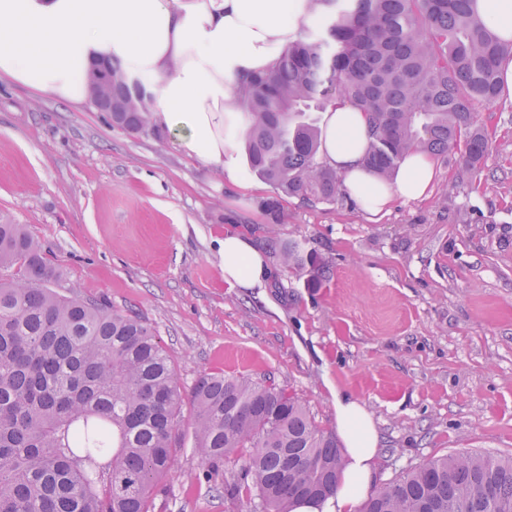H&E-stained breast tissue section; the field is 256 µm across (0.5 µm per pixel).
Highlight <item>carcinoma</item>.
Masks as SVG:
<instances>
[{"instance_id":"cac0c4a2","label":"carcinoma","mask_w":512,"mask_h":512,"mask_svg":"<svg viewBox=\"0 0 512 512\" xmlns=\"http://www.w3.org/2000/svg\"><path fill=\"white\" fill-rule=\"evenodd\" d=\"M317 26L240 91L247 162L273 188L262 208L275 227L284 198L345 197L320 157L312 113L337 100L365 112L366 168L388 180L411 151L456 154V177L475 179L489 147L472 105L499 97L497 61L512 53L479 17L476 0H312ZM113 98L133 105L112 124L150 126L152 94L120 65ZM317 283L328 264L301 240L274 246ZM0 512H151L173 465L184 398L193 448L211 468L237 455L224 498L249 512H292L336 494L344 457L305 404L274 384L204 374L184 394L171 355L133 308L60 279L22 224H0ZM363 512H512V457L462 453L426 460L372 491Z\"/></svg>"}]
</instances>
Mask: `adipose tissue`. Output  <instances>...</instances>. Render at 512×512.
<instances>
[{"label":"adipose tissue","instance_id":"ef3b65f1","mask_svg":"<svg viewBox=\"0 0 512 512\" xmlns=\"http://www.w3.org/2000/svg\"><path fill=\"white\" fill-rule=\"evenodd\" d=\"M313 18L310 0H0V77L79 106L90 68L119 63L129 77L149 81L153 124L177 131L188 156L241 187L238 142L225 132L240 117V89L268 72ZM323 130V160L371 214L398 198H423L434 179L421 152L407 155L390 181L369 172L367 119L349 104L327 110ZM221 248L227 284H262L267 267L250 240L229 232ZM336 427L345 464L335 498L293 512H357L369 491L378 446L369 412L337 395Z\"/></svg>","mask_w":512,"mask_h":512}]
</instances>
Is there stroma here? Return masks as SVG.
I'll list each match as a JSON object with an SVG mask.
<instances>
[{"mask_svg":"<svg viewBox=\"0 0 512 512\" xmlns=\"http://www.w3.org/2000/svg\"><path fill=\"white\" fill-rule=\"evenodd\" d=\"M489 132L480 180L459 181L454 157L435 159L428 197L371 216L355 197L282 202L184 153L171 132L113 126L74 106L0 81V223L23 224L59 266L58 290L135 308L172 354L190 389L204 373L244 376L295 393L323 429L336 395L371 413L377 484L463 452L512 455V100L477 105ZM303 238L330 261L308 287L267 253L269 231ZM266 254L254 288L224 281L225 233ZM192 408L179 417L171 470L155 512H247L216 492L239 463L208 469L193 450Z\"/></svg>","mask_w":512,"mask_h":512,"instance_id":"obj_1","label":"stroma"}]
</instances>
